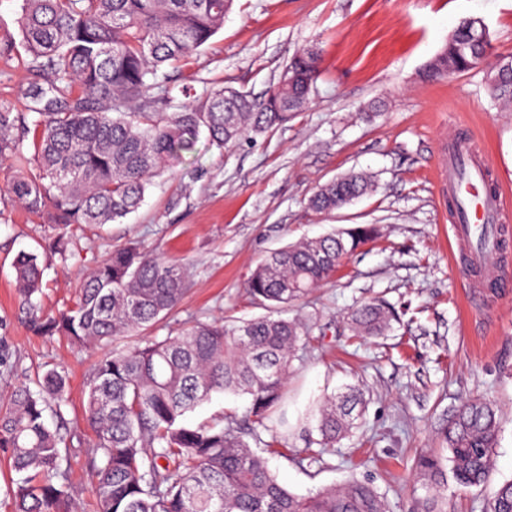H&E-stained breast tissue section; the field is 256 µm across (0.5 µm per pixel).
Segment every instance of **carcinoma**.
<instances>
[{
	"label": "carcinoma",
	"instance_id": "1",
	"mask_svg": "<svg viewBox=\"0 0 512 512\" xmlns=\"http://www.w3.org/2000/svg\"><path fill=\"white\" fill-rule=\"evenodd\" d=\"M234 0H22L21 45L31 71L48 72V85L31 83L39 104L33 128L19 113L0 107V159L22 169L10 193L33 213L51 216L49 249L72 256L68 228L112 224L137 211L153 179L172 161L194 151L199 135L232 146L252 133L288 122L310 101L320 72L313 47L296 54L262 101L228 86L177 112H150L170 101L166 68H176L224 26ZM473 23H460L428 66L446 78L483 65L490 43L472 38ZM491 94L512 90V68L490 72ZM33 134V158L23 152ZM374 180L349 172L320 185L307 207L322 215L373 191ZM379 235L375 224H357L297 241L270 253L250 273L248 294L267 314L248 320H196L174 336L149 335L172 314L188 291L186 265L136 244L99 256L83 279L73 306L56 316L32 310L41 336L104 348L89 378L84 410L93 431L90 464L98 512H388L370 483L352 479L312 496L289 491L249 440L273 451L284 446L266 423L280 405L300 341L310 328L282 316V309L328 280L342 260ZM20 297L41 291L39 255L13 260ZM398 314L382 299L363 302L347 317L354 336L381 337ZM66 375L52 369L13 388L0 404V448L22 475L7 493L15 512H76L67 483L66 459L73 436L46 422L63 419ZM250 399L252 426L235 416L188 427L187 413L215 394ZM364 402L351 386L319 406L317 437L308 438L309 459L318 461L353 428L352 412ZM499 425L491 403L470 398L443 434L442 451L417 461L432 501L448 479L460 487L483 484L497 447ZM485 512H512V481L498 488Z\"/></svg>",
	"mask_w": 512,
	"mask_h": 512
}]
</instances>
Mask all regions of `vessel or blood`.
<instances>
[{"instance_id":"obj_1","label":"vessel or blood","mask_w":512,"mask_h":512,"mask_svg":"<svg viewBox=\"0 0 512 512\" xmlns=\"http://www.w3.org/2000/svg\"><path fill=\"white\" fill-rule=\"evenodd\" d=\"M441 174L457 211L453 228L460 261L477 270L476 287L494 286L501 293L512 292V276L487 267V256L499 250L502 227L511 218L507 216L502 191L479 190L486 165L477 141L470 138L446 149Z\"/></svg>"}]
</instances>
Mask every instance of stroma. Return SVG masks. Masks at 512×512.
I'll return each instance as SVG.
<instances>
[{
	"label": "stroma",
	"mask_w": 512,
	"mask_h": 512,
	"mask_svg": "<svg viewBox=\"0 0 512 512\" xmlns=\"http://www.w3.org/2000/svg\"><path fill=\"white\" fill-rule=\"evenodd\" d=\"M486 23L494 56H512V0H235L210 44L174 69L173 102L198 100L216 86L264 96L301 48L322 51L309 104L287 124L221 150L199 140L194 151L155 178L138 213L96 232L72 229L67 263L51 256L46 215L6 191L14 174L0 162V397L56 366L67 371L64 426L78 443L67 476L79 512H95L85 419V388L101 351L35 335L15 291L12 261L35 250L44 264L35 298L43 311L65 310L105 251L136 242L185 262L191 286L177 312L156 329L175 334L190 319L265 315L246 290L250 272L272 251L354 224L379 225V238L347 257L335 276L288 308L311 326L288 379V449L269 465L290 491L316 493L349 477L370 481L389 512H416L429 493L416 457L439 447L463 401L482 396L498 408L494 467L486 484H449L448 512H483L512 480V294L469 287L448 238L451 214L436 183L441 147L479 135L483 158L512 206V103L494 100L486 69L441 80L426 65L459 23ZM24 48L0 58V105L29 112L35 75ZM379 114H368L373 101ZM371 173V196L327 215L305 205L319 185L351 171ZM381 297L401 317L394 334L352 343L347 313ZM366 403L349 438L323 459L303 453L309 417L342 384Z\"/></svg>",
	"instance_id": "obj_1"
}]
</instances>
